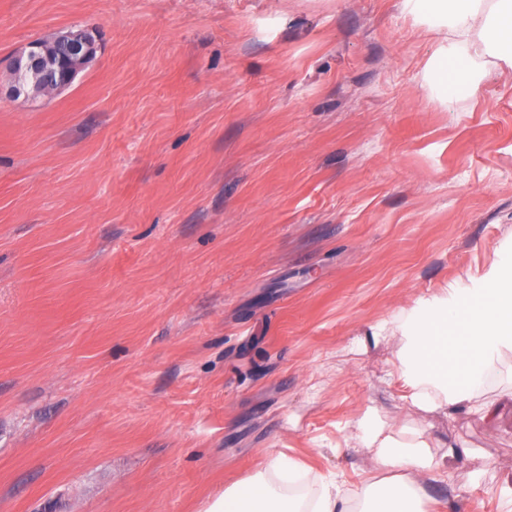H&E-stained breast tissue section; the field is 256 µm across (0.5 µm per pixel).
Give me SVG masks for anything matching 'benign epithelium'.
Instances as JSON below:
<instances>
[{"label": "benign epithelium", "mask_w": 512, "mask_h": 512, "mask_svg": "<svg viewBox=\"0 0 512 512\" xmlns=\"http://www.w3.org/2000/svg\"><path fill=\"white\" fill-rule=\"evenodd\" d=\"M97 39L92 28L77 35L68 32L56 36L34 38L6 58L0 67L10 73L9 95L35 101L51 98L72 86L77 75L94 59Z\"/></svg>", "instance_id": "1"}]
</instances>
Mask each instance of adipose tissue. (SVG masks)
<instances>
[{
    "label": "adipose tissue",
    "mask_w": 512,
    "mask_h": 512,
    "mask_svg": "<svg viewBox=\"0 0 512 512\" xmlns=\"http://www.w3.org/2000/svg\"><path fill=\"white\" fill-rule=\"evenodd\" d=\"M410 12L447 27L452 34L445 59L448 76L441 92L473 91L480 72L472 51L512 66V0H403ZM394 374L421 411L454 408L472 401L490 371H497L512 393V253L477 288H444L438 295L400 311ZM363 447L374 465L392 477L346 489L334 478L311 481L309 502L285 495L284 476H306L299 463L284 457L268 472L227 486L202 512H423L427 481L447 476L445 461L433 459L424 440L398 441L374 414L358 422Z\"/></svg>",
    "instance_id": "obj_1"
}]
</instances>
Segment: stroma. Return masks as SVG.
<instances>
[{
	"label": "stroma",
	"mask_w": 512,
	"mask_h": 512,
	"mask_svg": "<svg viewBox=\"0 0 512 512\" xmlns=\"http://www.w3.org/2000/svg\"><path fill=\"white\" fill-rule=\"evenodd\" d=\"M75 25L69 89L0 98V512H201L282 454L353 488L368 411L447 459L425 512H506L512 397L390 372L512 249V67L441 96L403 0H0V56Z\"/></svg>",
	"instance_id": "1"
}]
</instances>
